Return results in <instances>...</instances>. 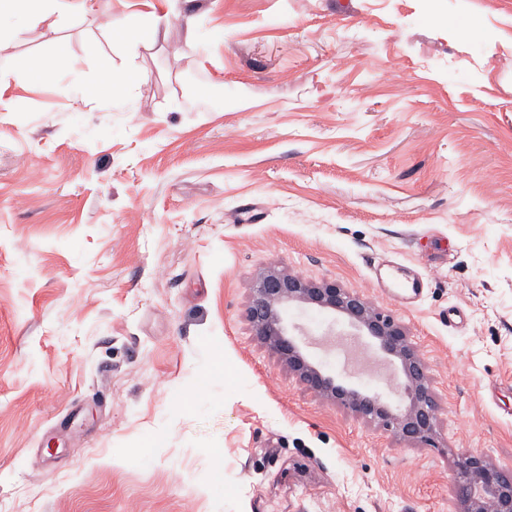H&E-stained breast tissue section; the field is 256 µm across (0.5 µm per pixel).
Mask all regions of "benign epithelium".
Here are the masks:
<instances>
[{
    "mask_svg": "<svg viewBox=\"0 0 512 512\" xmlns=\"http://www.w3.org/2000/svg\"><path fill=\"white\" fill-rule=\"evenodd\" d=\"M298 302L343 317L354 335L398 362L408 404L395 412L376 394L340 383L323 374L302 352L282 310ZM254 336L275 351L300 381L322 396L348 406L360 419L374 422L396 438L429 443L438 429L432 378L406 329L358 291L334 283H317L290 273L269 270L254 289L247 309ZM457 512H512V474L507 475L475 453L461 454L453 473Z\"/></svg>",
    "mask_w": 512,
    "mask_h": 512,
    "instance_id": "benign-epithelium-1",
    "label": "benign epithelium"
}]
</instances>
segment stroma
I'll list each match as a JSON object with an SVG mask.
<instances>
[{"instance_id": "35a3bbf8", "label": "stroma", "mask_w": 512, "mask_h": 512, "mask_svg": "<svg viewBox=\"0 0 512 512\" xmlns=\"http://www.w3.org/2000/svg\"><path fill=\"white\" fill-rule=\"evenodd\" d=\"M171 10L202 40L113 46L125 16ZM18 13L0 87V512H456L458 455L512 472V0ZM55 57L68 67L43 80ZM130 72L112 96L105 75ZM389 263L419 274L418 296L377 287ZM271 269L405 327L434 446L358 419L255 337ZM285 318L324 373L405 404L396 363L327 344L351 332L339 318Z\"/></svg>"}]
</instances>
